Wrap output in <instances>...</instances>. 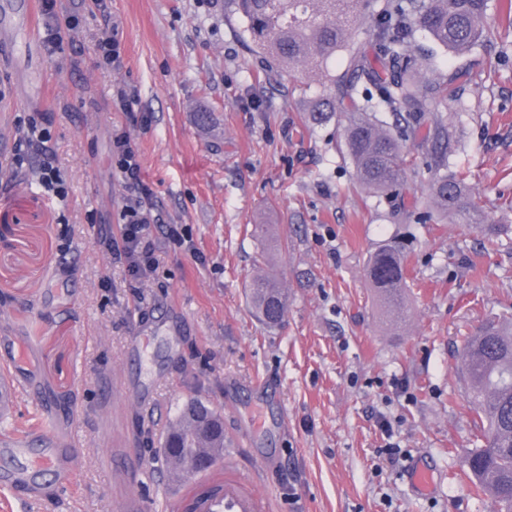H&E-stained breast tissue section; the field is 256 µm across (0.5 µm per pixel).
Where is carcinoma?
Masks as SVG:
<instances>
[{
    "label": "carcinoma",
    "instance_id": "1",
    "mask_svg": "<svg viewBox=\"0 0 512 512\" xmlns=\"http://www.w3.org/2000/svg\"><path fill=\"white\" fill-rule=\"evenodd\" d=\"M489 0H224L230 17L245 23L253 51L268 63V78L303 67L325 88L336 85L327 64L348 40L352 27L372 10L378 18V50L370 58L360 52L351 63L355 78L367 84L364 95L349 98L345 144L360 183L387 195L407 180L403 142L420 134L422 109L439 93V86L418 79L415 54L417 30L432 41L460 54L483 38ZM399 107L395 125L378 113ZM335 115L330 102H319L306 113L308 126H318ZM424 138L448 139L446 119L437 115ZM438 176L430 198L439 215L457 217L462 224H477L485 235L498 233L480 212L468 187L448 173V152L432 159ZM408 255L394 241H386L370 256L367 275L388 310L401 309ZM252 308L269 328L278 327L287 307L280 282L267 276L252 280L248 289ZM463 371L474 406L482 445L467 456L476 492L491 495L501 512H512V318L489 323L476 336L462 339ZM181 423L167 430L162 444L165 460L186 470L204 461L205 472L214 463L212 452L226 444L224 415L201 400L189 401L180 412Z\"/></svg>",
    "mask_w": 512,
    "mask_h": 512
}]
</instances>
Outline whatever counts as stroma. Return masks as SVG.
I'll use <instances>...</instances> for the list:
<instances>
[{
    "label": "stroma",
    "mask_w": 512,
    "mask_h": 512,
    "mask_svg": "<svg viewBox=\"0 0 512 512\" xmlns=\"http://www.w3.org/2000/svg\"><path fill=\"white\" fill-rule=\"evenodd\" d=\"M26 2L0 0V360L23 356L37 385L0 436L33 430L48 397L66 395L58 427L82 463L70 486L46 484L26 503L0 456V512H167L186 487L159 442L193 399L223 413L224 457L272 512H498L465 465L479 431L461 338L512 315V0H490L486 37L467 53L416 35L432 52L428 77L448 86L422 123L446 119L451 170L505 227L492 242L472 224L422 221L434 139L405 142L396 194L366 190L343 116L304 123L321 85L302 69L267 79L224 0H56L34 41ZM108 20L120 56L106 65L96 40ZM374 28L362 19L331 61L333 97L354 84L350 52L372 50ZM202 105L216 119L208 132L194 122ZM37 114L63 202L40 185L39 155L18 174L6 165ZM123 132L158 217L157 269L136 282L101 238L123 221L112 158ZM390 238L410 260L395 313L366 272ZM259 275L287 290L275 330L245 296ZM390 441L402 452L393 466L380 453ZM419 456L441 476L429 494L404 477Z\"/></svg>",
    "instance_id": "obj_1"
}]
</instances>
